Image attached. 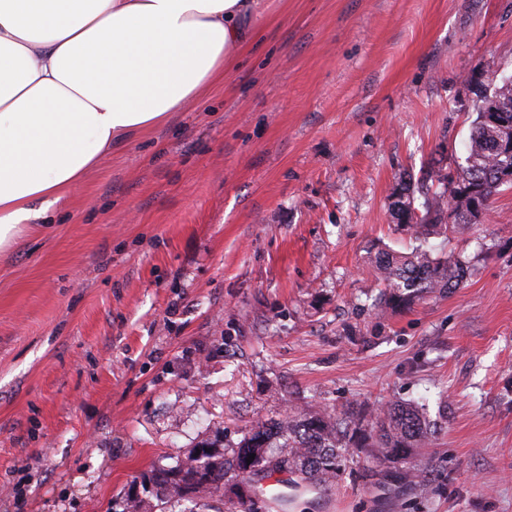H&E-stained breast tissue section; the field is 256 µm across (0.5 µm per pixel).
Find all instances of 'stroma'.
<instances>
[{"label": "stroma", "mask_w": 512, "mask_h": 512, "mask_svg": "<svg viewBox=\"0 0 512 512\" xmlns=\"http://www.w3.org/2000/svg\"><path fill=\"white\" fill-rule=\"evenodd\" d=\"M512 0H273L221 80L0 254V512H112L200 442L300 408L422 405L387 494L351 448L292 512H512V186L431 237L455 289L377 315L391 194L466 165Z\"/></svg>", "instance_id": "stroma-1"}]
</instances>
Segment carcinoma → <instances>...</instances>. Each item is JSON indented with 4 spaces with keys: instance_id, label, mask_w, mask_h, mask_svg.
I'll return each instance as SVG.
<instances>
[{
    "instance_id": "obj_1",
    "label": "carcinoma",
    "mask_w": 512,
    "mask_h": 512,
    "mask_svg": "<svg viewBox=\"0 0 512 512\" xmlns=\"http://www.w3.org/2000/svg\"><path fill=\"white\" fill-rule=\"evenodd\" d=\"M492 96L497 99L499 110L512 120V77L504 79ZM495 144L494 126L477 114L469 137L466 167L458 181L446 175L438 178L439 187L424 194V213L418 223L404 225L416 245L408 252L380 248L370 257L374 280L381 288L374 304L377 313L388 308H409L424 295L444 293L464 280L468 271L465 261L459 256L434 254L428 241L437 234L445 212L453 210L454 223L467 224L472 204L488 206L502 186L496 176L502 158ZM434 428L422 407L403 401L384 408L376 421L365 428L347 414L301 409L286 418L258 424L229 455L214 442H202L176 465L153 469V496L160 512H171L189 493L199 500L217 503L214 512H223L227 475L252 483L257 491L263 480L286 470V487L291 493L272 496L276 512H286L293 493L322 494L331 489L346 449L376 448L381 460L392 462L411 449L422 447ZM252 454L255 458L249 463L247 458ZM417 477L419 474L414 471L387 470L382 475V484L398 493ZM152 509L149 499L128 494L121 512Z\"/></svg>"
}]
</instances>
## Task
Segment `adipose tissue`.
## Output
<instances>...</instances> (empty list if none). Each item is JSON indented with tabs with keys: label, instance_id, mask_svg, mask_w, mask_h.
<instances>
[{
	"label": "adipose tissue",
	"instance_id": "1",
	"mask_svg": "<svg viewBox=\"0 0 512 512\" xmlns=\"http://www.w3.org/2000/svg\"><path fill=\"white\" fill-rule=\"evenodd\" d=\"M269 0H0V252L223 78Z\"/></svg>",
	"mask_w": 512,
	"mask_h": 512
}]
</instances>
